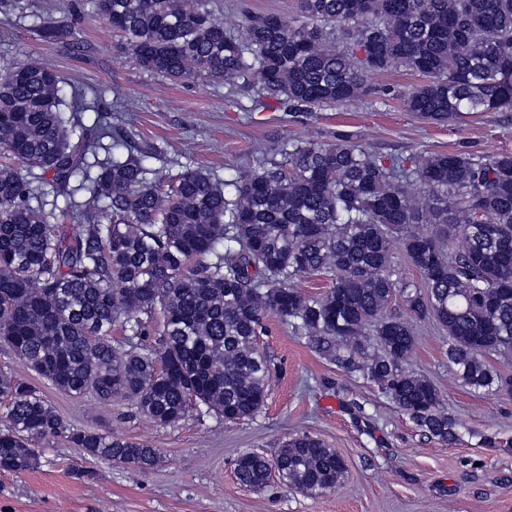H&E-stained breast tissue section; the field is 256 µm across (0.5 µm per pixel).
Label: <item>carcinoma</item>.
Instances as JSON below:
<instances>
[{
  "mask_svg": "<svg viewBox=\"0 0 512 512\" xmlns=\"http://www.w3.org/2000/svg\"><path fill=\"white\" fill-rule=\"evenodd\" d=\"M125 38L139 68L174 82L205 75L259 92L294 112L350 103L369 74L404 68L424 78L400 94L430 122L512 111V0H300L299 14L257 12L243 34L204 0H91ZM41 36L67 44L66 21ZM63 78L31 60L0 70V338L30 370L74 397L134 403L160 425L203 406L227 421L265 405L276 366L259 347L273 314L318 353L377 384L429 435L456 439L441 394L404 363L410 320L384 314L400 292L408 311L448 330V362L463 385L512 392L489 356L512 355V154L462 151L405 167L349 135L284 141L259 168L220 180L186 167L163 190L147 161L159 147L92 164L100 140L75 138ZM100 89L77 94L99 111ZM98 167L94 174L92 167ZM66 206L47 211L34 183ZM83 191L78 205L72 198ZM71 217L78 228L58 223ZM400 248L425 289L392 279ZM336 283L320 297L293 287L303 273ZM162 316L147 347L143 316ZM125 336L114 342L113 327ZM8 425L0 470L32 469V440L65 435L84 455L146 470L156 449L96 431H72L27 383L0 373ZM347 465L310 435L267 456L244 452L234 473L262 489L272 475L321 496Z\"/></svg>",
  "mask_w": 512,
  "mask_h": 512,
  "instance_id": "obj_1",
  "label": "carcinoma"
}]
</instances>
